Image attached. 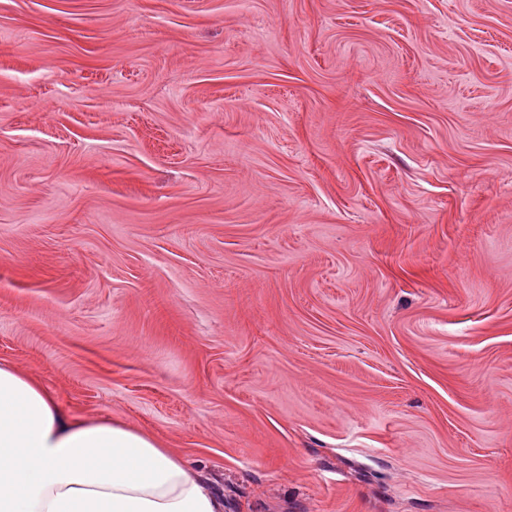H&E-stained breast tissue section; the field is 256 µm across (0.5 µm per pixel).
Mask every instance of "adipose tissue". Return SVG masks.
Masks as SVG:
<instances>
[{
	"label": "adipose tissue",
	"mask_w": 512,
	"mask_h": 512,
	"mask_svg": "<svg viewBox=\"0 0 512 512\" xmlns=\"http://www.w3.org/2000/svg\"><path fill=\"white\" fill-rule=\"evenodd\" d=\"M0 512H224V500L151 433L66 414L0 362Z\"/></svg>",
	"instance_id": "adipose-tissue-1"
}]
</instances>
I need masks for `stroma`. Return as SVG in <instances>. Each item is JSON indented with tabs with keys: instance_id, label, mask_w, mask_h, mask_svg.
Instances as JSON below:
<instances>
[{
	"instance_id": "35a3bbf8",
	"label": "stroma",
	"mask_w": 512,
	"mask_h": 512,
	"mask_svg": "<svg viewBox=\"0 0 512 512\" xmlns=\"http://www.w3.org/2000/svg\"><path fill=\"white\" fill-rule=\"evenodd\" d=\"M0 360L224 512H512V0H0Z\"/></svg>"
}]
</instances>
